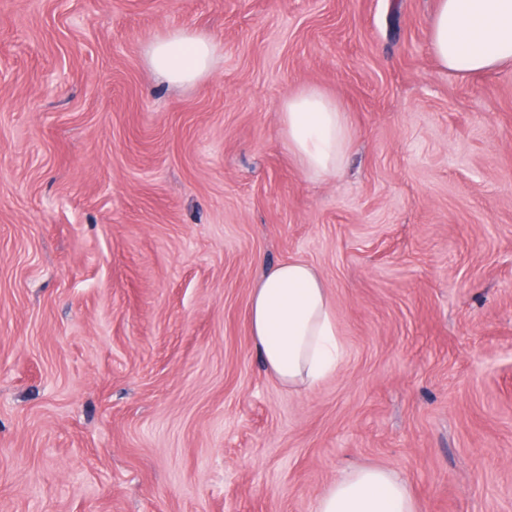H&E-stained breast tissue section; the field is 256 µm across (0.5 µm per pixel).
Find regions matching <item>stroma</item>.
<instances>
[{
    "label": "stroma",
    "instance_id": "stroma-1",
    "mask_svg": "<svg viewBox=\"0 0 512 512\" xmlns=\"http://www.w3.org/2000/svg\"><path fill=\"white\" fill-rule=\"evenodd\" d=\"M437 0H0V512H316L361 467L417 512H512V70L460 77ZM176 28L191 87L144 64ZM345 108L304 173L279 105ZM315 266L342 357L311 388L249 330ZM216 47L204 34L173 29L149 41L143 50L147 67L174 85L195 84L211 72ZM288 151L312 176H334L342 169L352 142L346 110L319 88L309 86L280 105Z\"/></svg>",
    "mask_w": 512,
    "mask_h": 512
}]
</instances>
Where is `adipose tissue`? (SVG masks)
<instances>
[{
	"instance_id": "1",
	"label": "adipose tissue",
	"mask_w": 512,
	"mask_h": 512,
	"mask_svg": "<svg viewBox=\"0 0 512 512\" xmlns=\"http://www.w3.org/2000/svg\"><path fill=\"white\" fill-rule=\"evenodd\" d=\"M430 48L439 63L467 76L512 69V0H438ZM216 47L204 34L173 29L149 41L147 67L174 85L194 84L211 72ZM289 152L309 175L340 172L352 142L345 109L309 86L280 105ZM251 335L268 371L284 387H311L335 370L342 355L336 315L320 273L301 260L262 271L251 294ZM317 512H417L406 485L381 467L336 480Z\"/></svg>"
}]
</instances>
